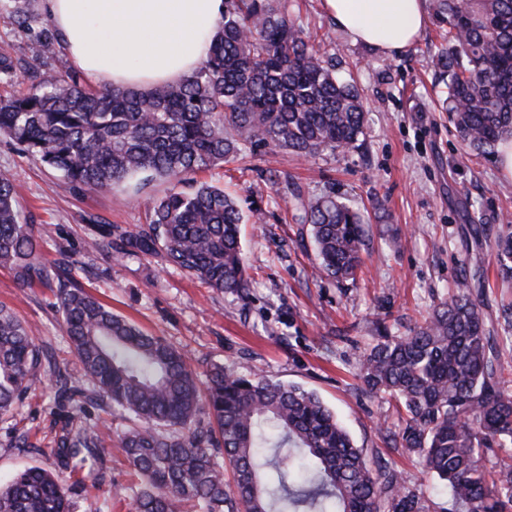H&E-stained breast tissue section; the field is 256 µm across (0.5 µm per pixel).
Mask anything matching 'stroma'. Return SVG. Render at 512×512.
<instances>
[{
    "mask_svg": "<svg viewBox=\"0 0 512 512\" xmlns=\"http://www.w3.org/2000/svg\"><path fill=\"white\" fill-rule=\"evenodd\" d=\"M294 13L310 44L334 54L337 74L353 79L361 93L366 142L358 151L309 160L262 148L199 173V180L223 185L243 211L264 214L263 223L241 226L245 297L189 278L160 254L87 249L95 227L120 234L145 224L166 183L140 191L130 181L109 195L73 190L3 134L0 171L20 189V208L41 235L42 259L64 264L76 287L187 353L199 375L221 364L315 392L369 460L401 471L407 488L431 500L436 512H456L433 477L394 449L398 407L367 391L360 363L382 336L404 334L450 300L461 280L476 279L472 296L496 325L498 372L512 388V324L501 318L512 306V279L501 277L493 248L512 225V180L501 177L496 160L474 156L439 107L431 61L435 24L405 53L389 57L352 42L324 14L321 0H295ZM274 174L306 192H336L364 212L369 245L355 282L318 274L309 227L292 221L270 180ZM475 224L481 236H474ZM0 304L31 327L50 358L13 418L0 421L4 484L28 465L55 470L48 448L66 414L57 403L56 376L78 388L89 381L62 331L54 289L20 287L0 269ZM86 415L108 433L107 449L101 461L62 478L82 489L78 512H128L124 498L138 479L118 437L130 422L105 401L87 405Z\"/></svg>",
    "mask_w": 512,
    "mask_h": 512,
    "instance_id": "1",
    "label": "stroma"
}]
</instances>
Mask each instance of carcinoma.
<instances>
[{
	"instance_id": "cac0c4a2",
	"label": "carcinoma",
	"mask_w": 512,
	"mask_h": 512,
	"mask_svg": "<svg viewBox=\"0 0 512 512\" xmlns=\"http://www.w3.org/2000/svg\"><path fill=\"white\" fill-rule=\"evenodd\" d=\"M36 49L24 64L0 53V132L58 171L75 190L110 193L136 177L169 183L149 223L127 238L225 293L247 288L239 236L243 215L224 187L194 174L263 145L297 157L356 151L365 112L355 87L313 49L290 0H224V22L197 71L149 90L85 86L70 70L40 77L60 33L34 0H0ZM441 42L432 56L448 119L470 151L496 154L512 138V0H432ZM294 218L311 226L319 270L356 280L367 219L333 192L281 181ZM19 188L0 173V268L23 287L57 288L62 329L91 392L57 375L69 427L50 453L58 472L32 466L0 485V512H76L77 485L58 473L99 459L105 440L84 421V405L107 400L133 426L121 448L141 477L129 512H430L402 475L374 468L313 392L256 373L215 366L200 380L188 357L74 287L41 259L40 235L17 208ZM503 277L512 276V232L495 239ZM451 301L403 336L364 354L361 377L403 407L395 446L443 484L458 512H512V453L486 469L488 451L512 446V392L496 368L495 328L467 280ZM44 368L36 337L0 307V418L11 414ZM224 448V463L216 449ZM234 485L224 483V465Z\"/></svg>"
}]
</instances>
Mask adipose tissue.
Wrapping results in <instances>:
<instances>
[{
  "mask_svg": "<svg viewBox=\"0 0 512 512\" xmlns=\"http://www.w3.org/2000/svg\"><path fill=\"white\" fill-rule=\"evenodd\" d=\"M72 62L94 84L148 90L180 82L205 59L224 0H43ZM353 42L385 55L410 48L428 23L426 0H323Z\"/></svg>",
  "mask_w": 512,
  "mask_h": 512,
  "instance_id": "1",
  "label": "adipose tissue"
}]
</instances>
